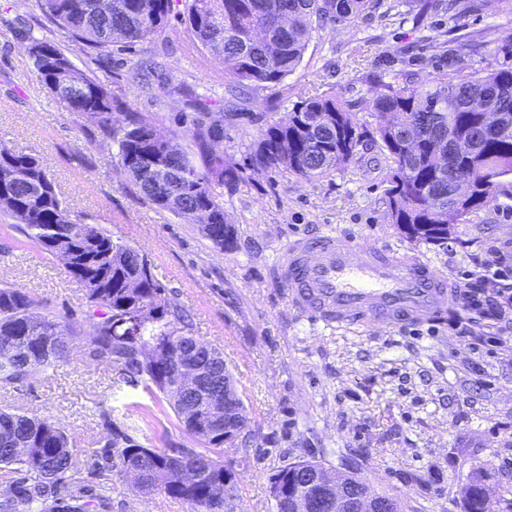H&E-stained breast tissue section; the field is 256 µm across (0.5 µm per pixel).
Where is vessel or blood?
Masks as SVG:
<instances>
[{"instance_id":"obj_1","label":"vessel or blood","mask_w":512,"mask_h":512,"mask_svg":"<svg viewBox=\"0 0 512 512\" xmlns=\"http://www.w3.org/2000/svg\"><path fill=\"white\" fill-rule=\"evenodd\" d=\"M278 271L292 306L327 326L436 324L452 302L428 263L340 235L290 242Z\"/></svg>"}]
</instances>
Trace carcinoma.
Segmentation results:
<instances>
[{"mask_svg": "<svg viewBox=\"0 0 512 512\" xmlns=\"http://www.w3.org/2000/svg\"><path fill=\"white\" fill-rule=\"evenodd\" d=\"M41 10L82 48L100 51L115 44L132 46L150 40L167 18L170 0H121L122 10L105 15L95 0H38ZM374 0H191L187 21L197 40L224 64L228 90L243 83L274 89L299 65L313 26L357 20ZM39 50L31 63L40 82L65 100L70 109L92 118L118 146L121 169L143 197L162 210L209 209L211 223L203 235L224 247L232 229L224 219L220 188L240 178L239 169L213 153L211 140L224 132L223 120L200 117L191 130L201 164L176 138L153 143L150 120L131 115L121 127L112 111L121 107L107 85L77 68L52 37H34ZM73 73L70 89L59 92L55 70ZM375 127L358 126L353 106L331 94L310 96L286 119L264 113L250 121L258 133L246 146V166L257 165L304 179L322 177L354 159L357 147L371 142L388 163L386 195L391 223L417 241L443 243L451 234L448 209L465 218L487 206L501 179L512 177V132L505 135L483 125L487 112H498L512 125V67L485 74L448 69L436 82L409 80L369 87ZM0 212L48 254L57 248L71 255L68 273L86 290L90 306L87 329L64 324L37 312L28 293L0 287V387L23 385L34 375L58 366L72 343L84 338L89 355L110 359L120 372L140 378L152 399L166 400L179 427L195 448H145L102 414L108 438L93 464L102 478L98 491L85 486L70 462L73 443L59 425L23 412L0 408V468L18 474L0 491V512H97L112 490L108 472L119 469L143 497L160 491L187 503L191 512H224V495L237 497L238 480L224 461V434L211 417L224 414V389H237L219 350L201 345L181 327L184 312L154 277L147 258L94 224L71 217L39 161L16 151L0 156ZM140 315L138 335L112 333V321L125 313ZM59 328L64 343L55 342ZM192 361L215 374L208 384L186 388L178 363ZM187 460L195 465L191 479L179 475ZM316 460L290 463L272 477L271 494L293 499L302 489L314 512H332L327 489L306 482ZM490 475L472 473L459 485L464 512H483Z\"/></svg>", "mask_w": 512, "mask_h": 512, "instance_id": "cac0c4a2", "label": "carcinoma"}]
</instances>
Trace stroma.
<instances>
[{"mask_svg": "<svg viewBox=\"0 0 512 512\" xmlns=\"http://www.w3.org/2000/svg\"><path fill=\"white\" fill-rule=\"evenodd\" d=\"M189 0H171L160 34L137 45L159 76L143 85L129 65L104 51L89 65L41 10L37 0H0V147L36 156L78 222L95 224L137 247L159 283L186 311L189 328L224 354L252 420L250 447L229 450L239 463L238 512H276L271 477L281 467L315 459L352 468L401 512H463L461 481L491 472L494 512L512 502V348L492 341L471 348L447 325H409L372 333L328 327L298 316L273 277L289 240L343 234L429 263L457 285L490 250L512 254V179L492 202L454 222L447 243L408 239L388 215L387 164L370 144L330 174L306 180L246 171L225 185L224 216L234 230L224 247L198 224L146 200L123 173L117 148L84 115L48 92L25 51L31 38L53 35L78 67H91L128 113L149 118L162 134L192 148L191 120L200 108L225 113L218 149L241 161L256 130L250 113L287 118L302 99L331 93L353 106L355 122L373 126L364 100L370 82L445 77L449 65L469 71L512 66V12L494 0L449 12L447 0H377L352 23L314 28L297 69L275 91L240 86L224 97V66L196 39L185 16ZM36 298L61 322L81 317L85 291L59 260L37 248L0 213V285ZM150 408L130 420L127 407ZM0 406L20 407L60 424L74 442L85 483L107 432L103 412L149 448H189L167 402L112 363L90 358L78 342L69 359L17 388H0ZM109 512H190L158 493L143 498L113 474Z\"/></svg>", "mask_w": 512, "mask_h": 512, "instance_id": "1", "label": "stroma"}]
</instances>
